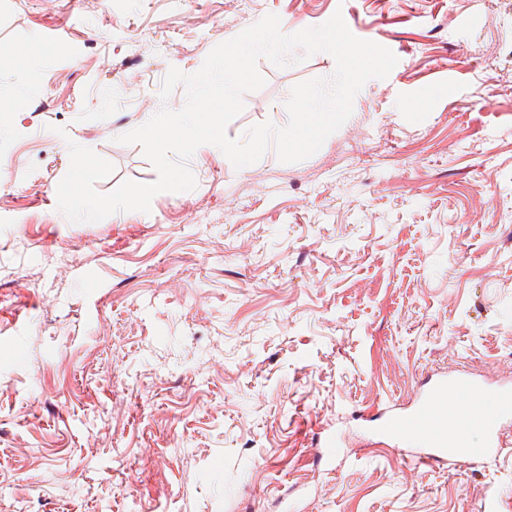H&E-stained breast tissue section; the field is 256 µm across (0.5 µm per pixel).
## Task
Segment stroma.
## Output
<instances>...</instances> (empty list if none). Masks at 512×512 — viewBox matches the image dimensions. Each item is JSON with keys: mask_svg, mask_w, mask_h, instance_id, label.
<instances>
[{"mask_svg": "<svg viewBox=\"0 0 512 512\" xmlns=\"http://www.w3.org/2000/svg\"><path fill=\"white\" fill-rule=\"evenodd\" d=\"M337 12L398 63L317 153L201 147L150 213L58 211L72 142L113 164L99 192L157 180L119 137L184 106L169 68ZM258 69L229 137L335 60ZM0 94V512H512V455L418 469L359 420L439 367L512 377V0H0ZM329 425L361 461H317Z\"/></svg>", "mask_w": 512, "mask_h": 512, "instance_id": "35a3bbf8", "label": "stroma"}]
</instances>
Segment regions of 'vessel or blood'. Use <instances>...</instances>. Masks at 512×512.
<instances>
[{
    "mask_svg": "<svg viewBox=\"0 0 512 512\" xmlns=\"http://www.w3.org/2000/svg\"><path fill=\"white\" fill-rule=\"evenodd\" d=\"M486 390L469 374L440 372L420 383L411 403H389L376 418L374 432L387 445L402 449L406 462L423 468L445 464H480L497 457L512 432V386L500 385L499 408L486 415L482 402ZM479 428L486 437L479 448H468L467 433ZM345 439L329 434L316 448L327 460L345 457Z\"/></svg>",
    "mask_w": 512,
    "mask_h": 512,
    "instance_id": "b4317fda",
    "label": "vessel or blood"
}]
</instances>
